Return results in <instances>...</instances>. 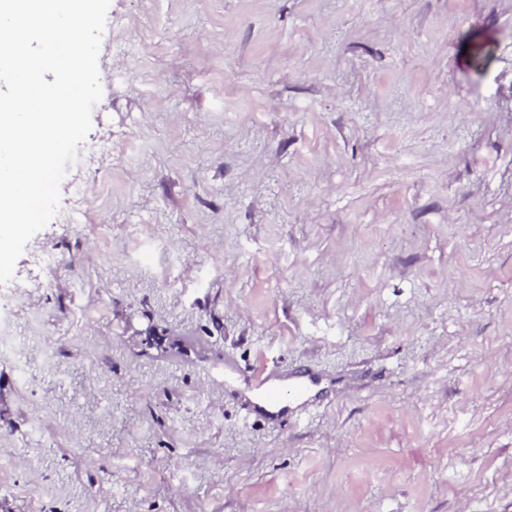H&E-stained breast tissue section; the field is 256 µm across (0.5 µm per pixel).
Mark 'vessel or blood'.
Returning a JSON list of instances; mask_svg holds the SVG:
<instances>
[{
  "label": "vessel or blood",
  "mask_w": 512,
  "mask_h": 512,
  "mask_svg": "<svg viewBox=\"0 0 512 512\" xmlns=\"http://www.w3.org/2000/svg\"><path fill=\"white\" fill-rule=\"evenodd\" d=\"M316 384V379L303 373L278 376L261 371L247 379L243 408L251 415L284 417L314 401Z\"/></svg>",
  "instance_id": "vessel-or-blood-1"
}]
</instances>
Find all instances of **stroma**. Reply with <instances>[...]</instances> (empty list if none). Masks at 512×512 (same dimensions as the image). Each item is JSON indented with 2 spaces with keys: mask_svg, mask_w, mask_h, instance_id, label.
Segmentation results:
<instances>
[{
  "mask_svg": "<svg viewBox=\"0 0 512 512\" xmlns=\"http://www.w3.org/2000/svg\"><path fill=\"white\" fill-rule=\"evenodd\" d=\"M98 69L0 512H512V0H111ZM266 366L336 393L248 417Z\"/></svg>",
  "mask_w": 512,
  "mask_h": 512,
  "instance_id": "obj_1",
  "label": "stroma"
}]
</instances>
